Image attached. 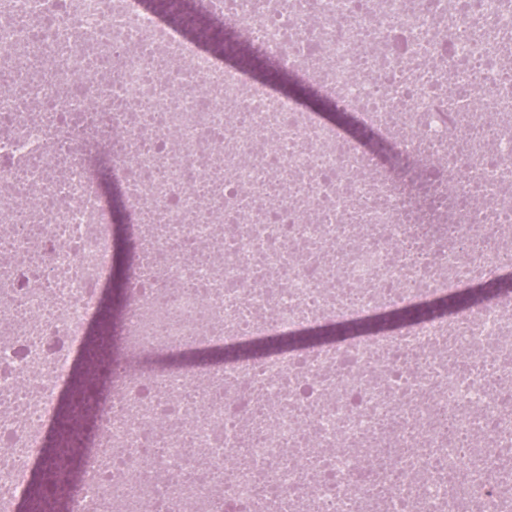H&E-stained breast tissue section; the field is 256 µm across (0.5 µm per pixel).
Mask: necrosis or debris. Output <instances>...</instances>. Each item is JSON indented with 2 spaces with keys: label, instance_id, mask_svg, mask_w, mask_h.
Here are the masks:
<instances>
[{
  "label": "necrosis or debris",
  "instance_id": "obj_1",
  "mask_svg": "<svg viewBox=\"0 0 512 512\" xmlns=\"http://www.w3.org/2000/svg\"><path fill=\"white\" fill-rule=\"evenodd\" d=\"M383 153L144 0H0V512L29 496L135 227L129 364L64 512H512V0H184ZM493 300L315 351L151 357ZM105 186L103 191V197L107 203L112 204V208L116 209V220L118 221L116 227L113 230L114 239L118 246V261L123 262L128 271L131 272L132 266V234L130 229V218L126 211L121 206V200L118 191L108 178L103 179ZM132 225V224H131ZM112 235V239H113ZM125 240V250H123V241Z\"/></svg>",
  "mask_w": 512,
  "mask_h": 512
}]
</instances>
